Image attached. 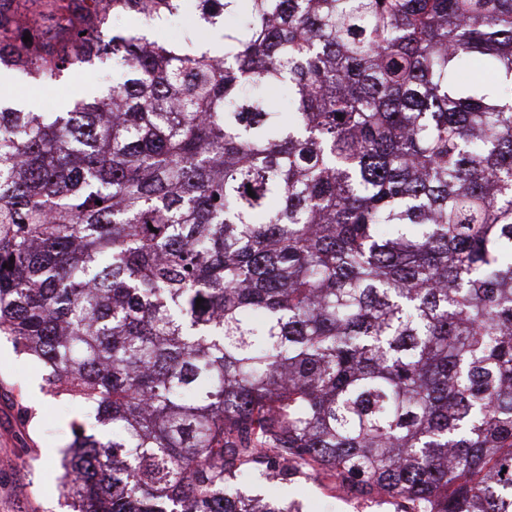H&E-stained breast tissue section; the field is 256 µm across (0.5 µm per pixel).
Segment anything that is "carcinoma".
I'll return each instance as SVG.
<instances>
[{
	"instance_id": "1",
	"label": "carcinoma",
	"mask_w": 512,
	"mask_h": 512,
	"mask_svg": "<svg viewBox=\"0 0 512 512\" xmlns=\"http://www.w3.org/2000/svg\"><path fill=\"white\" fill-rule=\"evenodd\" d=\"M50 2L0 68L117 78L0 104V335L73 512H512V0ZM97 65L98 71L96 72L100 74V77L96 81L83 76L80 74L81 71L69 73L54 83L34 81L17 73L2 71L0 74V97L21 98L31 112H64L75 100L87 96L97 86L112 83V59H104L97 62ZM2 82H4V86ZM38 86L49 91L39 90ZM329 476L308 481L299 492L288 489V498L297 499L302 504L303 512H392L388 504H370L358 499L352 492L336 488L331 492L329 486L333 482Z\"/></svg>"
}]
</instances>
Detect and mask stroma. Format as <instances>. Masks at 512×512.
Here are the masks:
<instances>
[{
    "label": "stroma",
    "instance_id": "1",
    "mask_svg": "<svg viewBox=\"0 0 512 512\" xmlns=\"http://www.w3.org/2000/svg\"><path fill=\"white\" fill-rule=\"evenodd\" d=\"M100 77L65 75L39 90L37 81L13 72L0 74V97L21 98L33 112H63L96 86L112 82V62L98 64ZM42 367L33 356L0 339V512H72L61 494L59 464L49 452H62L72 439L73 423L94 429L87 408L60 400L42 388ZM331 477L308 481L289 490L303 512H392L390 505L370 504L347 490H331Z\"/></svg>",
    "mask_w": 512,
    "mask_h": 512
}]
</instances>
